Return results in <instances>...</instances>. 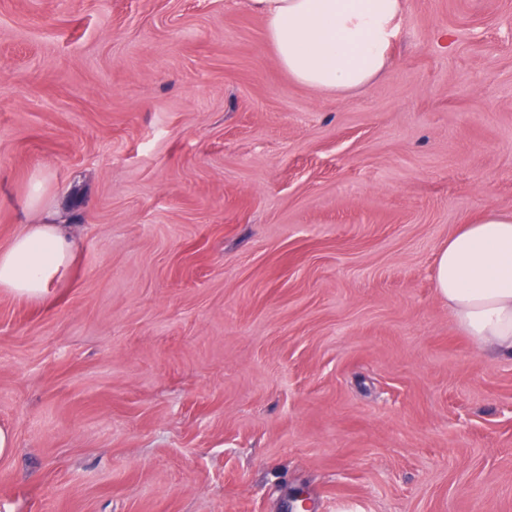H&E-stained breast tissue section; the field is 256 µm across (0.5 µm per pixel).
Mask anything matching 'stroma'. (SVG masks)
Masks as SVG:
<instances>
[{
    "label": "stroma",
    "instance_id": "1",
    "mask_svg": "<svg viewBox=\"0 0 512 512\" xmlns=\"http://www.w3.org/2000/svg\"><path fill=\"white\" fill-rule=\"evenodd\" d=\"M512 211V0H406L391 64L294 81L247 0H0V512H512V359L433 288ZM74 248L66 224H27L0 246V288L43 295L70 263Z\"/></svg>",
    "mask_w": 512,
    "mask_h": 512
}]
</instances>
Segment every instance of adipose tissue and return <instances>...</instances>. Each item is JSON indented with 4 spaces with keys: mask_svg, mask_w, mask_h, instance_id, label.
Returning <instances> with one entry per match:
<instances>
[{
    "mask_svg": "<svg viewBox=\"0 0 512 512\" xmlns=\"http://www.w3.org/2000/svg\"><path fill=\"white\" fill-rule=\"evenodd\" d=\"M280 65L298 83L345 94L383 76L405 0H249ZM63 224L26 225L0 246V288L43 295L70 263ZM434 288L457 326L490 355L512 359V212H489L449 236Z\"/></svg>",
    "mask_w": 512,
    "mask_h": 512,
    "instance_id": "obj_1",
    "label": "adipose tissue"
}]
</instances>
